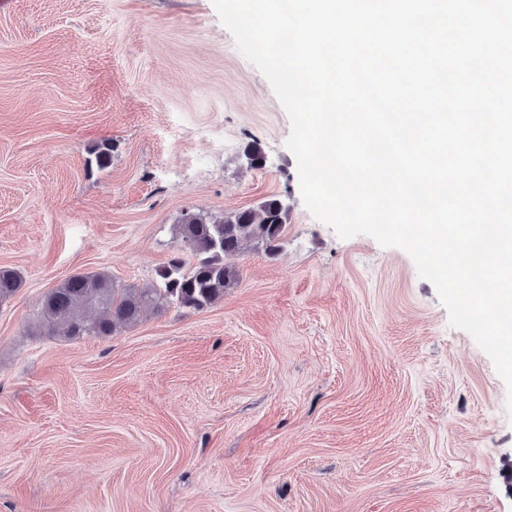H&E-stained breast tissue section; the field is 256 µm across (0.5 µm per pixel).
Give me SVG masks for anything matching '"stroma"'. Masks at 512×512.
<instances>
[{
  "instance_id": "1",
  "label": "stroma",
  "mask_w": 512,
  "mask_h": 512,
  "mask_svg": "<svg viewBox=\"0 0 512 512\" xmlns=\"http://www.w3.org/2000/svg\"><path fill=\"white\" fill-rule=\"evenodd\" d=\"M289 133L212 0L0 8V512H512L503 380L408 253L311 215ZM271 196L281 247L222 302L33 331L72 274L152 281L182 213Z\"/></svg>"
}]
</instances>
